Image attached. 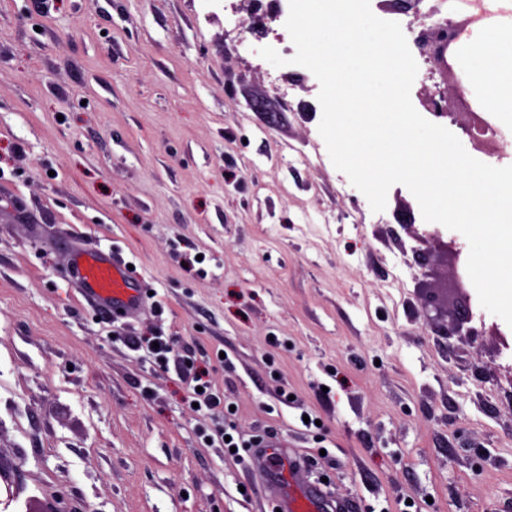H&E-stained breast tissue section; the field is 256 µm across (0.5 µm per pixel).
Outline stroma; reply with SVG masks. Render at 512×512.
<instances>
[{
	"instance_id": "obj_1",
	"label": "stroma",
	"mask_w": 512,
	"mask_h": 512,
	"mask_svg": "<svg viewBox=\"0 0 512 512\" xmlns=\"http://www.w3.org/2000/svg\"><path fill=\"white\" fill-rule=\"evenodd\" d=\"M278 9L0 0V512H275L269 438L355 512H512V327L473 289L476 335L428 321L454 262L334 167L318 80L258 53ZM77 246L131 262L136 318L81 299ZM159 331L165 363L125 342ZM190 375H192L191 380L195 383L193 385V394L195 400L193 402L198 403V407L202 409L203 407L210 411H217L223 402L221 398L214 394L210 385V381L205 379L207 373L205 371H193L192 365H189L186 369ZM197 387H202V392H197Z\"/></svg>"
}]
</instances>
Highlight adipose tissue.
<instances>
[{
	"instance_id": "ef3b65f1",
	"label": "adipose tissue",
	"mask_w": 512,
	"mask_h": 512,
	"mask_svg": "<svg viewBox=\"0 0 512 512\" xmlns=\"http://www.w3.org/2000/svg\"><path fill=\"white\" fill-rule=\"evenodd\" d=\"M495 6L499 15L477 27L463 58L486 108L512 120V0H496Z\"/></svg>"
}]
</instances>
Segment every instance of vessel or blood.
I'll use <instances>...</instances> for the list:
<instances>
[{"label": "vessel or blood", "mask_w": 512, "mask_h": 512, "mask_svg": "<svg viewBox=\"0 0 512 512\" xmlns=\"http://www.w3.org/2000/svg\"><path fill=\"white\" fill-rule=\"evenodd\" d=\"M72 266L79 292L91 308L133 318L144 307L148 298L146 290L114 251L78 250L72 257ZM296 471V466H289L278 483L261 486L280 512H344V504L333 501L320 488L297 486Z\"/></svg>", "instance_id": "b4317fda"}]
</instances>
